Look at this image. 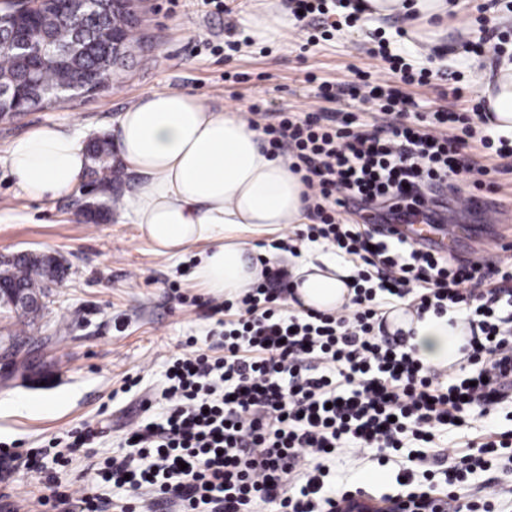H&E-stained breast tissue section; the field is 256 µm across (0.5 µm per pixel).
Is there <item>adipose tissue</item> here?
Masks as SVG:
<instances>
[{"mask_svg": "<svg viewBox=\"0 0 512 512\" xmlns=\"http://www.w3.org/2000/svg\"><path fill=\"white\" fill-rule=\"evenodd\" d=\"M364 16L409 17L416 38L435 42L455 7L451 0H359ZM482 95L493 126L512 133V55L502 54L484 80ZM120 157L140 177L124 216L139 225L158 254L175 257L206 241L194 276L216 296L235 299L262 278L264 261H285L294 281L295 311H333L354 292L346 265L285 252L247 249L244 235L276 234L306 223V187L291 161L264 154L260 130L238 112H215L187 93L157 91L117 119ZM5 162L31 198L74 188L88 165L77 133L41 125L14 140ZM390 329H402L406 346L426 365L460 362L467 332L448 317H417L397 308Z\"/></svg>", "mask_w": 512, "mask_h": 512, "instance_id": "ef3b65f1", "label": "adipose tissue"}]
</instances>
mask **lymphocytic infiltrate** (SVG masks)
<instances>
[{"label":"lymphocytic infiltrate","mask_w":512,"mask_h":512,"mask_svg":"<svg viewBox=\"0 0 512 512\" xmlns=\"http://www.w3.org/2000/svg\"><path fill=\"white\" fill-rule=\"evenodd\" d=\"M388 89L380 131L352 112H263L249 108L267 152L287 155L308 189L311 224L281 239L298 253L304 242L331 246L359 263L351 305L342 312L298 314L287 308L288 272L267 267L261 282L225 300L224 354L210 357L197 339L172 357L159 411L126 434L80 494L41 496L54 512H133L176 503L179 512H339L350 490L328 480L336 448H370L379 464L409 446L426 448L472 411L506 398L512 380V261L497 266L500 286L482 264H458L421 244L375 238L336 218L338 209L390 202L397 224H434L430 187L468 176L491 188V171L462 153L473 143L512 157L495 144L481 110L432 112L414 124L393 123L402 106ZM417 315L466 311L469 371L440 378L387 333L385 307ZM512 447V434L487 431L470 442L448 486L484 470L490 455Z\"/></svg>","instance_id":"obj_1"}]
</instances>
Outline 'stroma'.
Returning a JSON list of instances; mask_svg holds the SVG:
<instances>
[{"label": "stroma", "instance_id": "1", "mask_svg": "<svg viewBox=\"0 0 512 512\" xmlns=\"http://www.w3.org/2000/svg\"><path fill=\"white\" fill-rule=\"evenodd\" d=\"M273 9L289 14L288 36L252 37L243 0H135L137 31L143 48L134 50L94 93L78 94L18 116H0V256L23 251L58 256L65 277L46 290L45 308L35 326L22 328L18 317L0 319V337L19 334L34 348L30 376L0 379V442L26 452L51 438L90 426L99 431L93 448L59 469L45 459V472L24 463L0 467V512H43L38 498L47 473L80 491L98 464L112 455L117 440L144 412L141 403L162 383L170 355L188 337L207 346L211 356L223 354L209 337L217 318L209 308L218 299L193 277L206 243L188 247L178 258L158 255L139 225L121 213L138 184L137 174L123 166L117 153V118L146 94L178 91L199 97L215 111L247 112L250 104L278 112H321L340 107L356 110L350 97L357 70L384 77L382 62L371 58L378 35L395 38L404 26L400 17L360 18L338 25L317 44L306 42L312 19H293V0H272ZM237 50H229L230 42ZM430 47L415 37L403 41L413 68L441 69L454 81L433 79L430 85L403 86L406 115L435 110L461 111L482 99L485 72L496 52L512 46V0H464L461 15ZM335 84L339 102L318 94L320 82ZM470 88V100H455L453 83ZM56 124L76 132L81 141L107 137L112 165V192L94 190L93 174L84 173L78 187L52 199L28 197L12 177L4 156L10 143L28 130ZM458 192L448 193L440 213L461 232L452 247L455 258L495 263L492 224L463 209ZM112 199L107 220L87 224L77 219L83 201ZM136 387H128L130 378ZM512 432V398L486 417L450 431L445 447L431 448L425 460L409 464L411 477L399 483L398 466H380L352 448L337 450L331 478L337 485L364 489L374 499L422 491L425 471L443 475L466 450L469 440L487 429ZM382 477L366 483L367 475Z\"/></svg>", "mask_w": 512, "mask_h": 512}]
</instances>
